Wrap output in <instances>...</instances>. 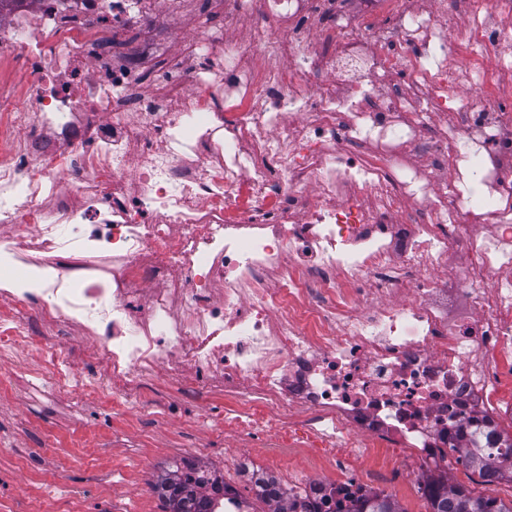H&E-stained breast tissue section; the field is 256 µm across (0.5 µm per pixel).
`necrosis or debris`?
Instances as JSON below:
<instances>
[{
	"label": "necrosis or debris",
	"mask_w": 512,
	"mask_h": 512,
	"mask_svg": "<svg viewBox=\"0 0 512 512\" xmlns=\"http://www.w3.org/2000/svg\"><path fill=\"white\" fill-rule=\"evenodd\" d=\"M159 0H34L0 19V357L42 345L55 392L129 419L158 378L224 395V492L268 448L282 491L358 486L370 448L396 481L497 447L512 419V0H389L336 23L333 49L294 22L310 0H227L246 41L194 29L143 89L144 60L91 55ZM194 69H187L188 61ZM489 226L490 235L477 232ZM79 326L103 376L45 342ZM321 449L336 479L287 465ZM1 84L16 93H22L27 86V76L22 62L6 59L0 63ZM395 454L389 448H372L366 459L364 472H387Z\"/></svg>",
	"instance_id": "obj_1"
}]
</instances>
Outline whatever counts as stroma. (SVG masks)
I'll use <instances>...</instances> for the list:
<instances>
[{
    "mask_svg": "<svg viewBox=\"0 0 512 512\" xmlns=\"http://www.w3.org/2000/svg\"><path fill=\"white\" fill-rule=\"evenodd\" d=\"M214 39H223L221 0H184L178 10L160 6L147 28L127 32L122 51L148 57L143 80L152 84L165 74L181 39L197 23ZM67 366L83 375L98 374L95 349L74 328L60 339ZM39 351L23 362L0 359V375L15 378L0 391V512H163L151 485L174 461L219 471L224 454L236 446L219 425L224 396L183 400L175 386L155 383L138 425L114 418L100 400L80 391L56 394L34 388L31 369ZM182 401L177 417L165 418L164 406Z\"/></svg>",
    "mask_w": 512,
    "mask_h": 512,
    "instance_id": "1",
    "label": "stroma"
}]
</instances>
